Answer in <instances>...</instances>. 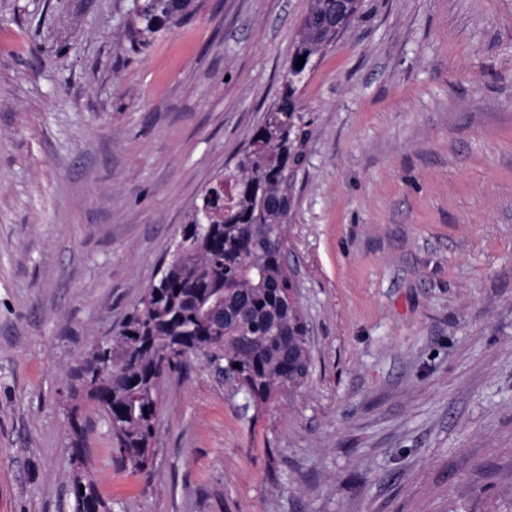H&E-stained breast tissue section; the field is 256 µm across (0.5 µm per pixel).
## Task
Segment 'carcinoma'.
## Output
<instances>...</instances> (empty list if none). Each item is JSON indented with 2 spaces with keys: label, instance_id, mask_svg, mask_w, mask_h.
I'll return each mask as SVG.
<instances>
[{
  "label": "carcinoma",
  "instance_id": "obj_1",
  "mask_svg": "<svg viewBox=\"0 0 512 512\" xmlns=\"http://www.w3.org/2000/svg\"><path fill=\"white\" fill-rule=\"evenodd\" d=\"M331 0H309L283 76L278 99L250 133L236 164L212 181L187 213L177 245L156 279L143 291L108 345L115 368L103 373L104 357L90 349L75 368L73 390L86 393L112 421V453L134 471L153 452L163 383L183 358L201 353L239 376L269 388L283 378L300 386L309 362L288 368L271 326L291 327L307 342L302 312L288 316L295 282L285 263L286 227L294 207L292 177L304 158L308 124L298 103L307 63L336 39L324 25ZM196 11L195 0H137L133 40L147 45L159 31L181 24ZM305 56L306 65L295 66ZM240 302L230 327L219 319L225 300ZM74 512H101L104 502L82 469L71 481Z\"/></svg>",
  "mask_w": 512,
  "mask_h": 512
}]
</instances>
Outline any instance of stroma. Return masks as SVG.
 <instances>
[{
	"label": "stroma",
	"mask_w": 512,
	"mask_h": 512,
	"mask_svg": "<svg viewBox=\"0 0 512 512\" xmlns=\"http://www.w3.org/2000/svg\"><path fill=\"white\" fill-rule=\"evenodd\" d=\"M0 0V512H512V0H362L307 73L286 259L310 374L171 373L142 471L70 370L276 99L309 0ZM81 425L84 454L74 451ZM195 0H137L132 10L133 41L147 45L159 31L181 24L196 11ZM80 486H84V494H81ZM74 498V512H104V502L99 496L95 484L86 472L81 469L71 481Z\"/></svg>",
	"instance_id": "stroma-1"
}]
</instances>
